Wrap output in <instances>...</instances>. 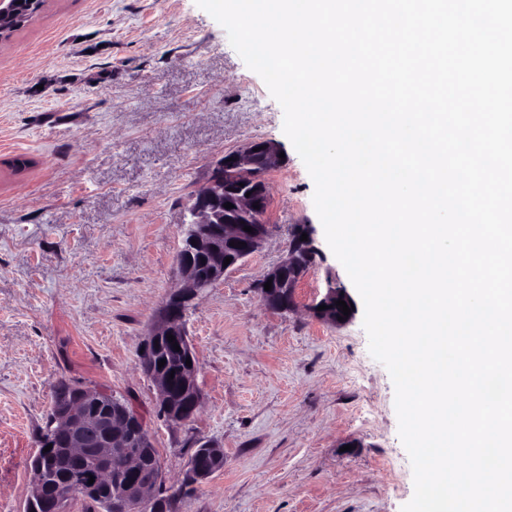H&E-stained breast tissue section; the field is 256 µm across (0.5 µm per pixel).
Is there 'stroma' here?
<instances>
[{"label":"stroma","instance_id":"1","mask_svg":"<svg viewBox=\"0 0 512 512\" xmlns=\"http://www.w3.org/2000/svg\"><path fill=\"white\" fill-rule=\"evenodd\" d=\"M283 121L195 0H45L0 42V512H23L62 381L130 400L173 512H401L411 500L393 382ZM263 140L285 154L266 177L270 234L190 304L203 403L171 424L140 353L177 287L180 226L213 163ZM301 224L318 255L294 309H268L256 285ZM331 283L355 298L341 326L311 310ZM201 440L224 466L180 493Z\"/></svg>","mask_w":512,"mask_h":512}]
</instances>
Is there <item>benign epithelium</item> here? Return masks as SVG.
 <instances>
[{
  "instance_id": "1",
  "label": "benign epithelium",
  "mask_w": 512,
  "mask_h": 512,
  "mask_svg": "<svg viewBox=\"0 0 512 512\" xmlns=\"http://www.w3.org/2000/svg\"><path fill=\"white\" fill-rule=\"evenodd\" d=\"M281 150L272 141H256L238 150L224 153L211 169L207 186L190 200L187 207L188 219L181 225V247L177 258V290L163 306L156 328L150 333L144 352L156 348L155 341L171 334L180 350L193 358V347L187 336L184 315L190 303L201 293L213 287L224 278V272L237 266L244 259L259 251L268 234L270 194L264 175L280 167ZM230 202L233 208L226 209ZM260 208H253V204ZM250 226L253 232L244 231ZM308 240H301L302 234ZM244 242L246 246L234 248L229 242ZM204 251L210 257L211 269L200 275L190 262V257ZM317 256V248L309 226L301 224L296 231L288 251V257L267 271L259 284L258 291L264 305L272 310L288 311L295 305V293L300 281ZM231 258L224 264L225 258ZM272 281L271 290L264 289V283ZM343 300L348 307L353 301L346 289L332 285L317 302L324 310H314L321 320L337 324L348 321L336 301ZM144 372L157 386L158 404L163 408V417L170 422L187 421L186 414H194L202 403L200 389L196 386V366L186 369L188 389L185 393L188 412L176 413L171 409L170 394L161 373L148 363L143 364ZM109 398V393L91 387H63L55 399V413L50 430L63 434L64 447L68 448L74 468V479L81 480V486H88V480L98 484L107 480L113 470L125 468L133 478L117 490L114 512H165L168 500L155 494L164 483L161 458L154 457L151 464L144 463L140 448L151 442L150 436L139 428L141 419L135 409L120 407L112 413H88L86 406L99 404ZM224 449L208 443L200 444V450L191 455L187 462L186 479L204 480L220 469ZM32 490L28 497L29 509L35 512H66L73 487H60L55 496L43 497L42 486L48 472L41 457L34 459Z\"/></svg>"
}]
</instances>
